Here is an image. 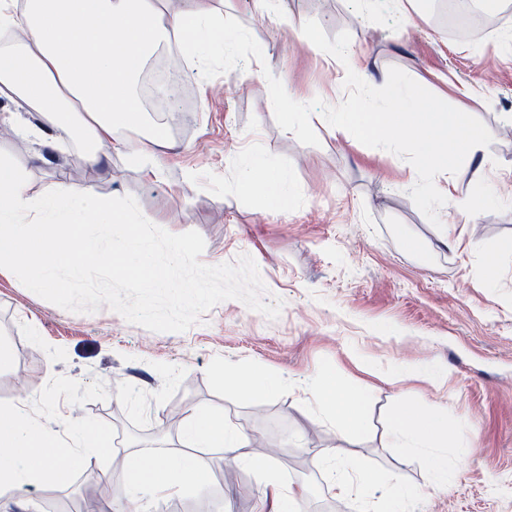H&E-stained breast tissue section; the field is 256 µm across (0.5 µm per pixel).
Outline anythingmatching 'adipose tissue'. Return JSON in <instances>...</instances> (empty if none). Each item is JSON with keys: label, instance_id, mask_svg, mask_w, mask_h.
Wrapping results in <instances>:
<instances>
[{"label": "adipose tissue", "instance_id": "obj_1", "mask_svg": "<svg viewBox=\"0 0 512 512\" xmlns=\"http://www.w3.org/2000/svg\"><path fill=\"white\" fill-rule=\"evenodd\" d=\"M222 0H0V30L18 33L17 47L0 49V95L19 109L37 113L42 143L54 148L58 139L76 136L88 147V160L106 165L112 152L128 151L130 161L152 177L161 170L154 163L153 147L175 149L176 144L159 127H147L146 111L135 83L162 46L189 45L200 58L215 45L224 52L245 42L242 33L225 35ZM148 128L149 149L129 150L121 129ZM243 197L263 196L272 209L288 206L291 195L288 172L246 151L235 182ZM317 396L341 436L356 439L368 428L366 400L335 371L316 377ZM393 437L405 447L430 453L429 487L447 492L452 472L440 448L448 443V421L436 408L417 410L400 404L391 425ZM181 446L160 454L136 449L113 461L100 482L129 492L150 489L169 498L188 486H205L211 464L205 448L237 454L256 474L271 473L272 458L255 449L250 439L233 428L223 414L207 408L194 410L182 422ZM105 436L72 425L60 436L49 424L32 417L22 403L0 402V499L28 486L52 487L66 472V461L83 463L88 452L102 453ZM193 455H185V448ZM322 469L331 489L355 492L366 512H406L417 488L385 485L376 471L357 458L336 461L327 456Z\"/></svg>", "mask_w": 512, "mask_h": 512}]
</instances>
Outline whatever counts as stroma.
Listing matches in <instances>:
<instances>
[{
  "label": "stroma",
  "mask_w": 512,
  "mask_h": 512,
  "mask_svg": "<svg viewBox=\"0 0 512 512\" xmlns=\"http://www.w3.org/2000/svg\"><path fill=\"white\" fill-rule=\"evenodd\" d=\"M292 28L257 22L252 0H224V26L245 33L236 69L224 53L206 61L180 46L161 50L183 76L182 94L167 114L148 111L177 144L160 156L159 179H146L116 153L92 167L83 142L41 151L21 127L0 125V150L11 154L38 197L71 184L107 198L134 196L142 213L170 233L197 231L203 264L256 262L265 302H282L271 320L241 301H223L174 335L127 322L101 306L64 310L34 294L16 276H0V343L12 364L0 370V400L27 399L46 422L68 416L104 430L113 448L131 435L178 445L173 413L223 411L248 437L275 453L277 482L299 490L295 512H360L356 498L328 493L317 465L341 444L319 405L312 380L322 370L343 376L367 399L369 431L345 445L387 481L421 487L420 453L396 448L390 420L400 403L435 406L448 419L446 449L455 481L427 493L411 512H512V8L493 9L492 34L473 41L449 34L435 12L402 17L389 0H287ZM317 20L328 38L348 31L349 60L364 59L375 79L396 67L452 106L480 119L494 141L479 163L437 176L454 196L468 197L478 179L509 202V210L475 216L444 206L432 225L409 196L417 180L404 159L316 126L319 145L301 144L276 124L265 76L252 75L250 48L259 46L289 96L336 105L347 97L345 68L301 44L294 27ZM284 166L292 200L284 213L265 212L260 198L235 194L246 147ZM477 224V236L468 233ZM417 246L409 250L395 230ZM451 246L439 244V237ZM260 366L281 379L275 397L227 377ZM209 484L163 500L143 499L147 512H256L265 482L233 454L208 449ZM107 460L91 456L52 488H26L34 512H95L107 491L99 481ZM239 473L226 495L224 472Z\"/></svg>",
  "instance_id": "1"
}]
</instances>
